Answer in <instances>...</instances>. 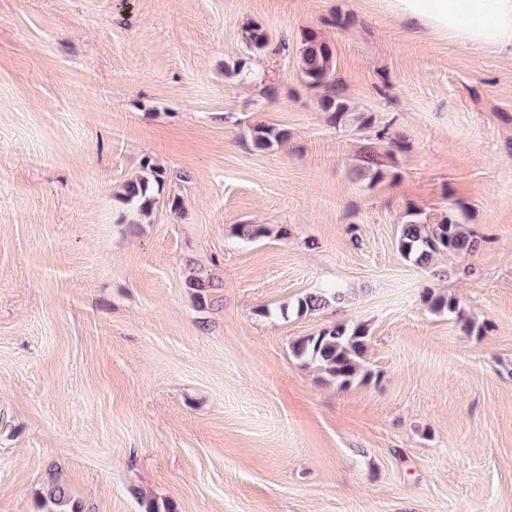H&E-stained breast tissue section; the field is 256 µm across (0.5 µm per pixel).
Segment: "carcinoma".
<instances>
[{"instance_id":"carcinoma-1","label":"carcinoma","mask_w":512,"mask_h":512,"mask_svg":"<svg viewBox=\"0 0 512 512\" xmlns=\"http://www.w3.org/2000/svg\"><path fill=\"white\" fill-rule=\"evenodd\" d=\"M246 39L255 50H262L268 44L267 34L259 25L247 30ZM298 69L307 84L323 89L320 106L322 111L329 113L333 123L354 125L360 130L372 124V117L357 110L336 90V56L329 42L315 33L304 35L298 56ZM249 135L253 145L262 150L278 148L288 141V131L262 123L251 126ZM360 173L373 181L382 179L384 174L378 156H366L365 166L360 169ZM164 182L165 171L146 160L141 173L123 185L121 199L129 205L134 215L141 219L148 217L156 203V193L162 191ZM235 234L241 239L256 241L273 234L286 237L288 228L280 226L274 229L267 224H238ZM397 248L406 260L426 266L441 253L472 254L478 249V241L463 223L451 216L439 224H426L411 211L401 225ZM185 287L189 290L194 306L201 311L210 310L222 301L219 295L221 280L201 266L193 263L187 265ZM427 297L434 311L447 312L461 324L467 334L482 333L483 327L475 326L454 298L431 292L427 293ZM345 298L346 294L340 288L322 289L300 298L296 311L300 315L319 311L339 304ZM368 348L366 328L361 324L346 323L324 327L316 334L295 340L291 346L296 359L316 365L341 388L365 383L371 378V371L366 366ZM44 501L51 503L50 512H80L61 485L51 487Z\"/></svg>"}]
</instances>
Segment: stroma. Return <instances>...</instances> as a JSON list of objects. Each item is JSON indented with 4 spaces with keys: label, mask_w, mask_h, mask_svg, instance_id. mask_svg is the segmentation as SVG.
I'll list each match as a JSON object with an SVG mask.
<instances>
[{
    "label": "stroma",
    "mask_w": 512,
    "mask_h": 512,
    "mask_svg": "<svg viewBox=\"0 0 512 512\" xmlns=\"http://www.w3.org/2000/svg\"><path fill=\"white\" fill-rule=\"evenodd\" d=\"M311 32L368 129L301 78ZM258 123L287 143L256 149ZM146 160L167 178L139 221L118 194ZM412 210L480 250L405 260ZM336 323L366 327L368 382L293 357ZM53 484L83 512H512V58L380 0H0V512ZM235 234L240 239L256 241L264 237H270L272 234L278 237H287L288 228L280 226L274 229L267 224H238L235 227ZM222 286L221 280L211 271L191 262L187 265L185 287L198 310H210L218 305L222 301L219 295ZM345 292L341 288H326L313 293H308L300 298L296 304V311L303 315L325 309L344 301ZM427 297L430 302L431 308L438 313L447 311L449 316L456 319L457 323L461 324L462 329L469 335L475 330V323L465 314L464 310L459 306V303L452 297L445 295H435L432 292H427Z\"/></svg>",
    "instance_id": "obj_1"
}]
</instances>
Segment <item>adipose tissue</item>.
Returning a JSON list of instances; mask_svg holds the SVG:
<instances>
[{
    "label": "adipose tissue",
    "instance_id": "1",
    "mask_svg": "<svg viewBox=\"0 0 512 512\" xmlns=\"http://www.w3.org/2000/svg\"><path fill=\"white\" fill-rule=\"evenodd\" d=\"M385 10L479 53L512 57V0H382Z\"/></svg>",
    "mask_w": 512,
    "mask_h": 512
}]
</instances>
